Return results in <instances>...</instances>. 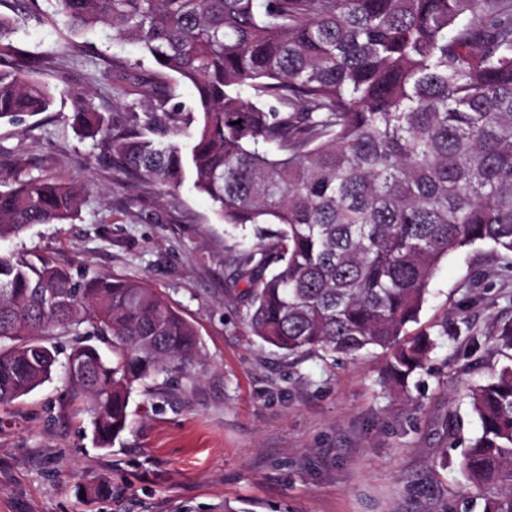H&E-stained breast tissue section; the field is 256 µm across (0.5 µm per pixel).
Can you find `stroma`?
<instances>
[{
	"label": "stroma",
	"instance_id": "stroma-1",
	"mask_svg": "<svg viewBox=\"0 0 512 512\" xmlns=\"http://www.w3.org/2000/svg\"><path fill=\"white\" fill-rule=\"evenodd\" d=\"M47 8L0 0V14L18 21L14 45L60 90L50 111L0 123V190L50 177L84 185L86 196L72 223L32 225L1 241L0 254L145 282L194 326L199 355L186 371L133 389L129 425L107 449L93 437L90 400L72 393L63 370L0 405V512H483L460 470L461 445L479 432L460 389L504 362L491 341L512 321L500 253L478 243L442 260L408 327L436 335L438 346L407 384L388 381L390 354L380 348L335 360L263 342L232 278L237 243L252 231L225 225L190 185L162 200L71 126L68 90L89 91L109 116L123 109L112 95L113 60L150 72L154 64L104 31L59 57L68 32ZM462 319L469 333H443ZM100 478L114 496L83 499L81 488Z\"/></svg>",
	"mask_w": 512,
	"mask_h": 512
}]
</instances>
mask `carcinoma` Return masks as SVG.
<instances>
[{"mask_svg":"<svg viewBox=\"0 0 512 512\" xmlns=\"http://www.w3.org/2000/svg\"><path fill=\"white\" fill-rule=\"evenodd\" d=\"M70 34L137 46L146 75L112 64V92L141 96L107 118L74 94L72 125L121 173L173 198L190 179L224 223L254 226L235 260L253 335L290 354L391 352L389 376L426 369L435 339L404 338L441 261L477 242L512 255V0H54ZM0 15V121L49 110V86ZM174 74L195 91L185 111ZM191 127L190 142L178 137ZM83 189L50 178L0 190V239L65 224ZM278 229L265 233L262 225ZM73 348L67 378L92 401L107 448L135 385L178 372L197 333L136 280L0 256V404L52 379L50 336ZM496 347L512 352V322ZM481 428L460 461L483 512H512V355L467 385ZM87 498L112 497L100 479Z\"/></svg>","mask_w":512,"mask_h":512,"instance_id":"obj_1","label":"carcinoma"}]
</instances>
